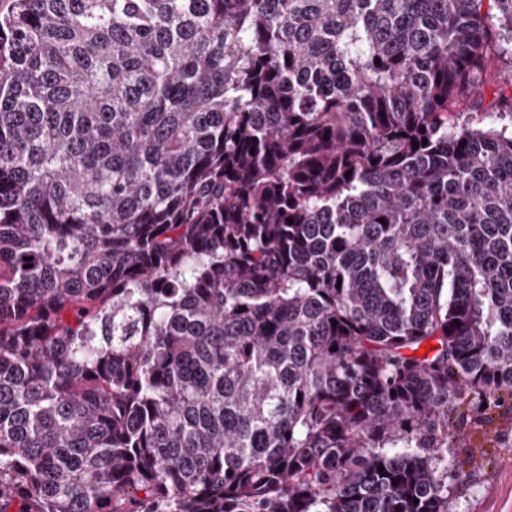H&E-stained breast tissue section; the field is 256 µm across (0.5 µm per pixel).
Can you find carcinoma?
I'll use <instances>...</instances> for the list:
<instances>
[{
    "label": "carcinoma",
    "instance_id": "carcinoma-1",
    "mask_svg": "<svg viewBox=\"0 0 512 512\" xmlns=\"http://www.w3.org/2000/svg\"><path fill=\"white\" fill-rule=\"evenodd\" d=\"M494 64L512 0H0V512H451L512 398ZM488 85L484 90L485 98L482 102L479 101V98L471 96L468 98L461 99L455 105V112H464V116L470 114L471 116H476V119H479L481 116L479 112H487L495 97L494 91L500 88H503L507 93H510V84H505L504 75L501 73L497 67H493L488 75Z\"/></svg>",
    "mask_w": 512,
    "mask_h": 512
}]
</instances>
